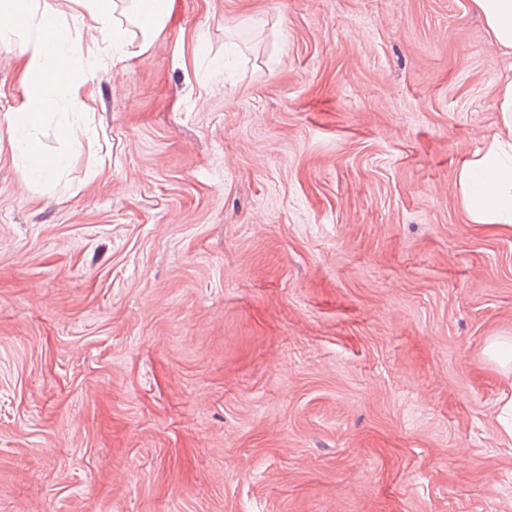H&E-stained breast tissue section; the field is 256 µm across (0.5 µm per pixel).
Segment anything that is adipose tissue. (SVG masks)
Wrapping results in <instances>:
<instances>
[{"mask_svg":"<svg viewBox=\"0 0 512 512\" xmlns=\"http://www.w3.org/2000/svg\"><path fill=\"white\" fill-rule=\"evenodd\" d=\"M499 48L512 50V0H474ZM177 0H0V41L21 58L23 98L6 132L24 179L37 183L65 163L43 150L35 132L63 88L78 114L89 107L85 88L99 56L125 60L146 51L173 18ZM458 186L471 220L512 223V153L489 151L463 163Z\"/></svg>","mask_w":512,"mask_h":512,"instance_id":"ef3b65f1","label":"adipose tissue"}]
</instances>
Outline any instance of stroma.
<instances>
[{"label": "stroma", "mask_w": 512, "mask_h": 512, "mask_svg": "<svg viewBox=\"0 0 512 512\" xmlns=\"http://www.w3.org/2000/svg\"><path fill=\"white\" fill-rule=\"evenodd\" d=\"M472 0H178L37 131L0 44V512H512V140ZM458 186L475 224L512 223V153L490 150L463 163Z\"/></svg>", "instance_id": "stroma-1"}]
</instances>
